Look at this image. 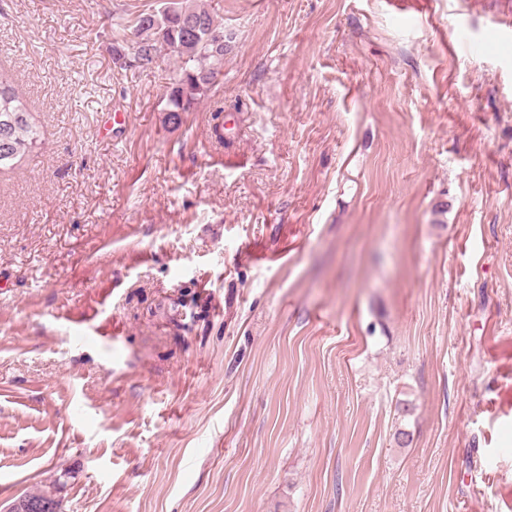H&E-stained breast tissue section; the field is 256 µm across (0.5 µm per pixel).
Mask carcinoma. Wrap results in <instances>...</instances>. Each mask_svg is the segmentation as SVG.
I'll use <instances>...</instances> for the list:
<instances>
[{
	"mask_svg": "<svg viewBox=\"0 0 512 512\" xmlns=\"http://www.w3.org/2000/svg\"><path fill=\"white\" fill-rule=\"evenodd\" d=\"M134 30L139 37L134 42V59L139 67H151L163 52L181 63V77L165 105L173 118L189 111L223 73L224 46L216 45L213 35L224 26L199 0H169L158 11L139 14ZM40 141V130L13 78L0 70V168L21 162Z\"/></svg>",
	"mask_w": 512,
	"mask_h": 512,
	"instance_id": "obj_1",
	"label": "carcinoma"
}]
</instances>
